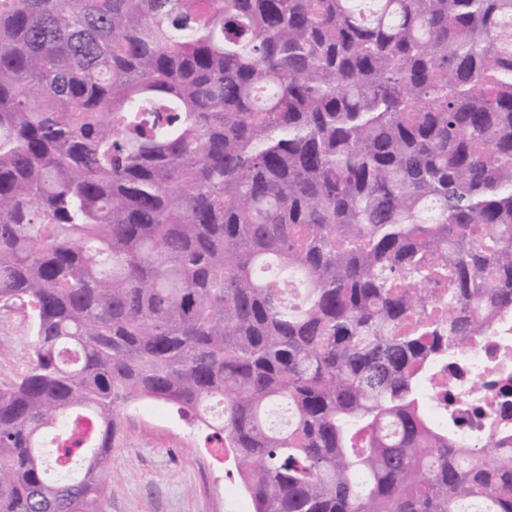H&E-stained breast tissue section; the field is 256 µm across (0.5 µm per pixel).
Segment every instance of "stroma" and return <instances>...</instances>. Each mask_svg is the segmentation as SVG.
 <instances>
[{
    "mask_svg": "<svg viewBox=\"0 0 512 512\" xmlns=\"http://www.w3.org/2000/svg\"><path fill=\"white\" fill-rule=\"evenodd\" d=\"M0 386L26 369L31 352L28 318L22 309L0 312ZM106 512H252L239 488L232 460L212 456L200 429L189 426L171 406L151 412L131 405L108 461ZM236 488L228 496L227 488Z\"/></svg>",
    "mask_w": 512,
    "mask_h": 512,
    "instance_id": "obj_1",
    "label": "stroma"
}]
</instances>
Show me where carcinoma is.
Returning <instances> with one entry per match:
<instances>
[{"label":"carcinoma","mask_w":512,"mask_h":512,"mask_svg":"<svg viewBox=\"0 0 512 512\" xmlns=\"http://www.w3.org/2000/svg\"><path fill=\"white\" fill-rule=\"evenodd\" d=\"M17 304L0 512H105L146 400L253 512H512V450L424 414L435 355L512 311V0H0ZM0 386L14 382L26 369L31 352L28 317L18 306L13 311L0 312Z\"/></svg>","instance_id":"obj_1"}]
</instances>
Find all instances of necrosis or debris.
I'll return each instance as SVG.
<instances>
[{
  "instance_id": "obj_1",
  "label": "necrosis or debris",
  "mask_w": 512,
  "mask_h": 512,
  "mask_svg": "<svg viewBox=\"0 0 512 512\" xmlns=\"http://www.w3.org/2000/svg\"><path fill=\"white\" fill-rule=\"evenodd\" d=\"M433 419L451 420L460 445L512 446V312H496L484 335L463 341L429 383Z\"/></svg>"
}]
</instances>
